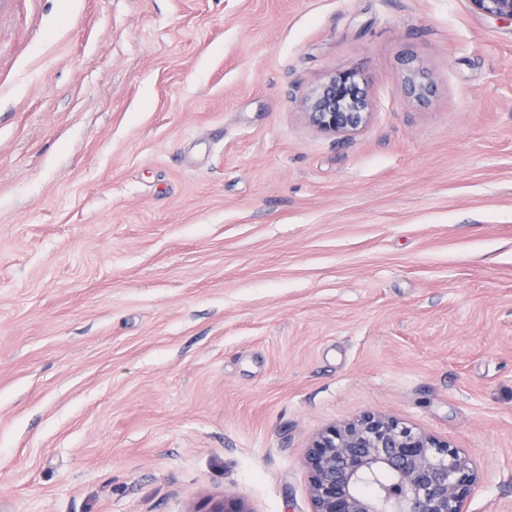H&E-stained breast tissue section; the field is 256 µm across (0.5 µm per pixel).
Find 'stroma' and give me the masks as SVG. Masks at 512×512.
<instances>
[{"label": "stroma", "mask_w": 512, "mask_h": 512, "mask_svg": "<svg viewBox=\"0 0 512 512\" xmlns=\"http://www.w3.org/2000/svg\"><path fill=\"white\" fill-rule=\"evenodd\" d=\"M335 68L374 102L345 139L299 114ZM366 411L512 512V24L0 0V512H308L311 439ZM405 93L417 100H424L433 92V82L414 66H409L402 78ZM191 512H252L244 498L233 495L223 494L220 497L206 499L201 508L191 510Z\"/></svg>", "instance_id": "obj_1"}]
</instances>
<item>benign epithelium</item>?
I'll list each match as a JSON object with an SVG mask.
<instances>
[{
    "label": "benign epithelium",
    "mask_w": 512,
    "mask_h": 512,
    "mask_svg": "<svg viewBox=\"0 0 512 512\" xmlns=\"http://www.w3.org/2000/svg\"><path fill=\"white\" fill-rule=\"evenodd\" d=\"M483 15L512 22V0H469ZM405 93L423 100L433 82L407 68ZM373 102L364 78L350 69L326 72L306 92L302 120L330 136L350 137L371 121ZM309 512H467L479 476L460 449L387 414L366 411L333 425L311 441L303 460ZM373 482L377 490L361 487ZM191 512H251L244 498L224 494Z\"/></svg>",
    "instance_id": "obj_1"
}]
</instances>
